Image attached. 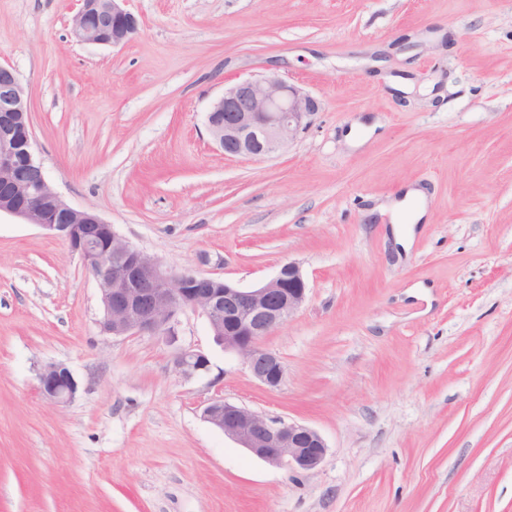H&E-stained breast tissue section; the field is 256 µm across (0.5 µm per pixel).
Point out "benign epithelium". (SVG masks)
Masks as SVG:
<instances>
[{"label":"benign epithelium","mask_w":512,"mask_h":512,"mask_svg":"<svg viewBox=\"0 0 512 512\" xmlns=\"http://www.w3.org/2000/svg\"><path fill=\"white\" fill-rule=\"evenodd\" d=\"M71 35L80 44L117 47L137 33V18L126 0H80ZM321 108L303 88L272 74L244 79L224 89L208 114V129L229 158H262L290 145ZM33 224L65 242L77 254L101 295L102 332L113 336H172L179 314L200 311L224 349L237 354L256 380L278 387L283 365L262 345L264 337L297 312L307 284L297 263L285 261L276 275L255 288L190 271L174 272L156 258L133 248L112 224L89 210L68 205L53 188L35 149V136L23 85L17 72L0 64V214ZM149 286L144 307L139 282ZM175 369L185 377L208 371L209 360L190 350L179 352ZM41 395L68 404L78 384L61 364L46 366L38 376ZM205 422L250 454L276 467L311 471L324 461L328 446L314 428L293 420L268 417L223 398L209 401Z\"/></svg>","instance_id":"7a95c632"}]
</instances>
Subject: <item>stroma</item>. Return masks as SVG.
<instances>
[{
    "label": "stroma",
    "mask_w": 512,
    "mask_h": 512,
    "mask_svg": "<svg viewBox=\"0 0 512 512\" xmlns=\"http://www.w3.org/2000/svg\"><path fill=\"white\" fill-rule=\"evenodd\" d=\"M138 32L76 44L77 0H0V63L71 206L176 271L307 299L263 340L278 388L186 311L111 336L60 239L0 216V512H512V0H128ZM277 71L321 110L289 148L225 158L206 123ZM414 182L409 251L372 207ZM208 372L185 377L178 351ZM49 364L79 385L38 390ZM216 397L316 429L296 473L205 422ZM174 365L180 374L192 377L206 373L209 368V360L202 353L184 350L176 355ZM41 395L55 403L68 404L78 392V384L68 368L61 364L46 366L38 376Z\"/></svg>",
    "instance_id": "1"
}]
</instances>
